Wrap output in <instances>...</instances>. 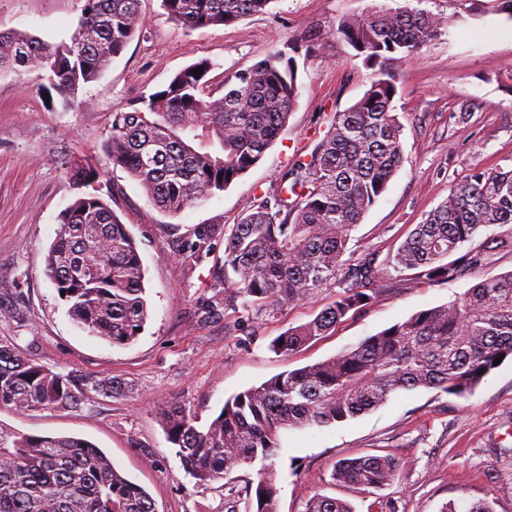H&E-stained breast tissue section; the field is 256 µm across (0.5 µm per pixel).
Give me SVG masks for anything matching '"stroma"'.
I'll list each match as a JSON object with an SVG mask.
<instances>
[{"mask_svg": "<svg viewBox=\"0 0 512 512\" xmlns=\"http://www.w3.org/2000/svg\"><path fill=\"white\" fill-rule=\"evenodd\" d=\"M372 4L273 0L267 13L188 31L168 17L161 0H141L143 35L82 89L77 104L49 93L48 70L0 75V343L70 376L81 397L69 410L0 409V427L90 441L151 496L158 512H250L247 487L257 479L255 467L200 483L166 438L164 403L185 406L205 427L230 396L324 361L512 269L511 247L495 248L458 278L434 283L386 262L451 186L512 154V16L497 0L423 2L424 9L446 18L447 27L396 66L393 108L403 126L404 163L352 230L345 253L354 262H376L380 291L364 312L279 356L269 350L270 341L329 306L338 286L274 312H233L214 286L224 268L223 240L212 241L201 263L179 257L196 228L233 226L260 193H274L278 174L323 137L327 115L349 107L369 88L374 71L337 34L336 22ZM82 6L83 0H0V30L66 42L79 28ZM274 52L297 62V106L260 162L224 191L171 217L123 169L107 163L103 147L112 114L131 98L165 85L200 58L213 62L209 78L217 85ZM464 107L466 119L460 116ZM76 155L103 162L98 194L140 248L149 318L126 346L80 329L44 274L60 215L80 194L66 169ZM104 376L115 377L120 391L96 392L93 383ZM368 455L398 462L394 482L363 491L333 481L336 463ZM272 469L278 512H306L317 494L346 501L354 512H444L451 503L466 512L482 500L493 512H512V360L465 398L415 389L343 422L288 430Z\"/></svg>", "mask_w": 512, "mask_h": 512, "instance_id": "stroma-1", "label": "stroma"}]
</instances>
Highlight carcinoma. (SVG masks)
Wrapping results in <instances>:
<instances>
[{
  "instance_id": "cac0c4a2",
  "label": "carcinoma",
  "mask_w": 512,
  "mask_h": 512,
  "mask_svg": "<svg viewBox=\"0 0 512 512\" xmlns=\"http://www.w3.org/2000/svg\"><path fill=\"white\" fill-rule=\"evenodd\" d=\"M188 30L229 26L265 12L274 0H161ZM140 0H84L77 33L50 45L20 31L0 32V73L46 66L52 86L69 103L98 80L128 42L142 32ZM446 20L409 5H377L345 16L336 32L375 71L364 94L334 113L310 159L299 157L279 182L291 196L264 197L226 230L203 225L181 255L203 261L224 240V309H275L305 301L331 282L341 291L311 320L270 344L286 357L327 334L378 295L373 260H344L350 233L401 168L402 125L393 113L395 63L436 40ZM201 69L196 77L193 70ZM208 59L177 72L164 86L113 113L107 159L139 182L163 212L176 216L218 192L259 163L288 125L298 97L297 64L280 53L210 88ZM74 184L103 175L88 156L69 161ZM512 224V157L472 171L390 256L399 270L427 281L453 279L484 260L485 251L448 256L482 227ZM45 275L65 292L69 314L85 331L114 345L140 335L149 317L139 246L112 207L94 194L77 197L61 214L45 257ZM512 359V270L468 289L453 303L421 310L331 358L285 371L239 392L207 428L185 407L162 409L167 440L183 468L203 484L242 465L260 463L255 512H277L271 461L289 429L343 422L384 404L400 391L437 389L472 394ZM79 404L68 376L0 343V408L17 413ZM398 463L370 455L339 462L334 480L381 488ZM0 512H157L153 499L121 475L90 442L71 436L20 434L0 427ZM306 512H352L345 501L317 494Z\"/></svg>"
}]
</instances>
